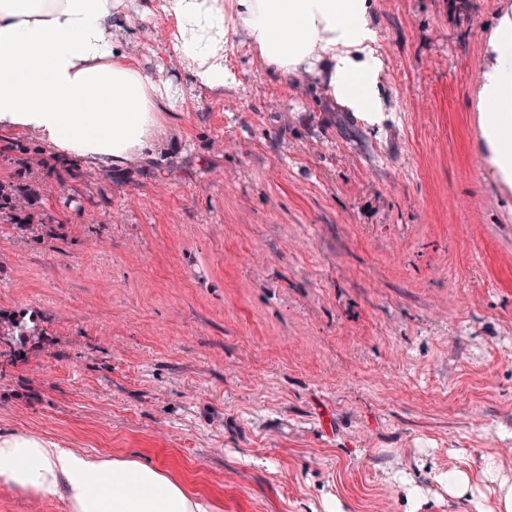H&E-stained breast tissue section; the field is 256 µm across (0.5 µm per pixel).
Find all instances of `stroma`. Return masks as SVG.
I'll return each instance as SVG.
<instances>
[{
	"instance_id": "obj_1",
	"label": "stroma",
	"mask_w": 512,
	"mask_h": 512,
	"mask_svg": "<svg viewBox=\"0 0 512 512\" xmlns=\"http://www.w3.org/2000/svg\"><path fill=\"white\" fill-rule=\"evenodd\" d=\"M384 112L289 84L242 40L233 85L180 92L148 158L70 171L37 147L54 236L0 224V312L39 340L0 356V429L174 470L220 512H407L394 481L490 454L512 471V186L479 125L512 0H372Z\"/></svg>"
}]
</instances>
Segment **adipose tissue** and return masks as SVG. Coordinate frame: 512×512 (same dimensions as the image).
<instances>
[{"mask_svg": "<svg viewBox=\"0 0 512 512\" xmlns=\"http://www.w3.org/2000/svg\"><path fill=\"white\" fill-rule=\"evenodd\" d=\"M168 21L156 63L175 56L192 85L223 91L234 78L224 45L243 37L281 83L321 66L335 101L375 120L382 59L370 0H0V133L25 132L57 153L106 169L150 151L171 87L124 44L131 17ZM480 127L512 184V65L481 80ZM449 500L512 512V480L493 461L440 479ZM0 486L60 496L68 512H218L183 479L132 455L89 456L39 436L0 431Z\"/></svg>", "mask_w": 512, "mask_h": 512, "instance_id": "ef3b65f1", "label": "adipose tissue"}]
</instances>
